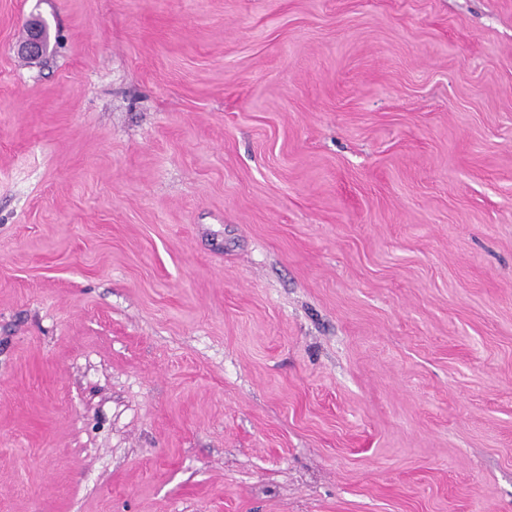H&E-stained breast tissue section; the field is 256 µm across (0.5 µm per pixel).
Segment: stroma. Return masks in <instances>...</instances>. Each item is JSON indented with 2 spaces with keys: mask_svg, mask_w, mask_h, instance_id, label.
I'll return each mask as SVG.
<instances>
[{
  "mask_svg": "<svg viewBox=\"0 0 512 512\" xmlns=\"http://www.w3.org/2000/svg\"><path fill=\"white\" fill-rule=\"evenodd\" d=\"M0 512H512V0H0ZM27 38L18 45L17 53L27 60H37L43 52V34L41 26L35 20L29 22Z\"/></svg>",
  "mask_w": 512,
  "mask_h": 512,
  "instance_id": "35a3bbf8",
  "label": "stroma"
}]
</instances>
